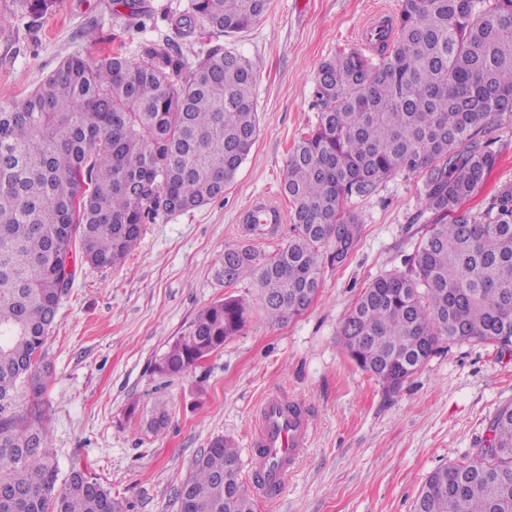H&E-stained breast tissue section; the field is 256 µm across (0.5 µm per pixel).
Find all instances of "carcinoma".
<instances>
[{"label": "carcinoma", "mask_w": 512, "mask_h": 512, "mask_svg": "<svg viewBox=\"0 0 512 512\" xmlns=\"http://www.w3.org/2000/svg\"><path fill=\"white\" fill-rule=\"evenodd\" d=\"M269 0H189L177 36L199 45L192 67L174 40L143 50L64 58L32 92L0 100V512H121L81 470L57 488L50 426L18 410L48 372L45 344L73 284L77 249L97 268L121 265L144 225L224 194L255 143L256 67L212 43L255 25ZM54 0H4L40 18ZM379 62L325 59L316 126L291 148L282 191L288 243L224 250V283L252 280L264 317L280 323L315 298L325 266L360 235L349 208L399 171L422 182L433 222L403 269L360 293L340 327L349 358L396 391L439 343L480 342L512 356V183L483 214L460 209L495 166L498 121L512 114V0H401L375 33ZM246 320L242 299L202 310L154 363L177 377L223 348ZM476 462L432 471L414 512H512V403L488 424ZM187 512H254L235 443L211 440L177 489Z\"/></svg>", "instance_id": "carcinoma-1"}]
</instances>
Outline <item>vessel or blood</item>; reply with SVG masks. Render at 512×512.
<instances>
[{
	"label": "vessel or blood",
	"instance_id": "b4317fda",
	"mask_svg": "<svg viewBox=\"0 0 512 512\" xmlns=\"http://www.w3.org/2000/svg\"><path fill=\"white\" fill-rule=\"evenodd\" d=\"M313 422L304 403L287 400L277 390L262 397L255 414L251 443L255 448L253 473L265 491L282 488L309 446Z\"/></svg>",
	"mask_w": 512,
	"mask_h": 512
}]
</instances>
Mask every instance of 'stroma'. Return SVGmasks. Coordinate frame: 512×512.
Listing matches in <instances>:
<instances>
[{
	"mask_svg": "<svg viewBox=\"0 0 512 512\" xmlns=\"http://www.w3.org/2000/svg\"><path fill=\"white\" fill-rule=\"evenodd\" d=\"M151 18L128 23L122 0H55L37 27L0 21V99L21 98L67 56L121 51L173 36L170 14L187 0H140ZM400 0H270L254 26L219 44L258 65L256 141L222 198L145 225L139 245L115 269L76 261L74 284L46 343L50 370L42 396L23 392L53 429L61 475L77 468L110 490L123 512H176V490L194 455L221 435L233 439L249 480L255 408L268 389L308 406L311 445L276 501L255 512H413L436 468L478 458L490 418L512 402V357L477 342L442 343L396 392L349 359L340 325L359 293L401 265L425 212L416 177L396 173L356 201L361 235L350 257L325 268L315 300L300 316L267 322L248 280L225 286L226 247L284 246L290 224L262 237L241 218L258 198L280 208L288 152L317 123L315 73L339 52H360L375 11L395 16ZM497 163L463 204L481 215L512 182V117L495 133ZM244 299L247 320L223 349L175 378L154 373L159 356L196 315L226 296ZM164 426L153 429L156 416Z\"/></svg>",
	"mask_w": 512,
	"mask_h": 512,
	"instance_id": "1",
	"label": "stroma"
}]
</instances>
